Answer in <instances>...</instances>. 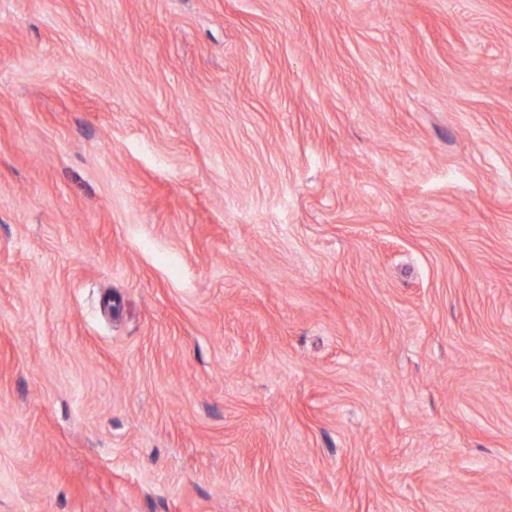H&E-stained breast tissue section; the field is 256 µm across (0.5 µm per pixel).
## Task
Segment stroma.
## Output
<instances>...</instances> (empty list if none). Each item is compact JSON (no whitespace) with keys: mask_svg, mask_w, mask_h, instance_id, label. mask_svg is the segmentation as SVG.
Returning <instances> with one entry per match:
<instances>
[{"mask_svg":"<svg viewBox=\"0 0 512 512\" xmlns=\"http://www.w3.org/2000/svg\"><path fill=\"white\" fill-rule=\"evenodd\" d=\"M0 512H512V0H0Z\"/></svg>","mask_w":512,"mask_h":512,"instance_id":"1","label":"stroma"}]
</instances>
